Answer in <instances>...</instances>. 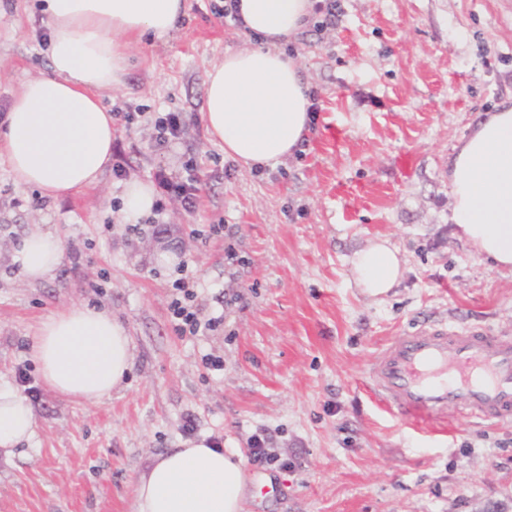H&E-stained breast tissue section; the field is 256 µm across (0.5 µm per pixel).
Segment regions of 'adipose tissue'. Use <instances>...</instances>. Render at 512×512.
I'll return each mask as SVG.
<instances>
[{
	"label": "adipose tissue",
	"mask_w": 512,
	"mask_h": 512,
	"mask_svg": "<svg viewBox=\"0 0 512 512\" xmlns=\"http://www.w3.org/2000/svg\"><path fill=\"white\" fill-rule=\"evenodd\" d=\"M185 0H43L52 26L47 74L25 81L0 134L14 182L61 197L97 185L112 161V114L103 93L122 83L131 48L176 29ZM243 30L258 46L226 52L205 76L203 121L224 152L246 167H276L306 136L313 100L288 44L307 25L311 0H238ZM453 220L475 255L512 272V106L483 118L449 166ZM61 238L35 232L13 260L38 282L59 266ZM360 288L388 293L401 276L396 250L358 251ZM43 381L61 397L96 403L132 366L129 333L111 312L72 306L42 321L32 348ZM36 433L27 398L0 383V449ZM250 476L239 449L207 437L157 455L135 481L134 512H244Z\"/></svg>",
	"instance_id": "1"
}]
</instances>
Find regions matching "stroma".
Segmentation results:
<instances>
[{"label":"stroma","mask_w":512,"mask_h":512,"mask_svg":"<svg viewBox=\"0 0 512 512\" xmlns=\"http://www.w3.org/2000/svg\"><path fill=\"white\" fill-rule=\"evenodd\" d=\"M212 4L187 0L172 36L134 46L104 96L123 111L112 130L124 177L109 170L51 199L17 185L0 157V382L17 384L22 368L39 390L35 438L0 454V512H133L137 475L190 435L245 454L257 480L247 512H512V421L452 410L420 432L368 375L390 339L424 322L512 339V272L458 236L448 182L454 146L512 102V0H341L334 30L293 43L319 93L305 145L260 171L226 156L203 122L210 64L257 44ZM50 40L39 0H0V108L48 71ZM160 112L188 121L164 151L147 129ZM190 159L206 183L197 211L169 199L161 233H130L126 183L184 176ZM212 224L225 235L204 237ZM46 230L65 256L31 283L12 257ZM378 239L399 250L402 276L373 297L351 259ZM183 259L204 315L224 317L205 336L172 329ZM222 293L236 303L221 306ZM72 305L112 312L131 338L121 390L95 404L45 387L31 355L41 321ZM256 436L286 468L249 456Z\"/></svg>","instance_id":"35a3bbf8"}]
</instances>
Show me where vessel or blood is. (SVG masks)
Masks as SVG:
<instances>
[{
  "label": "vessel or blood",
  "mask_w": 512,
  "mask_h": 512,
  "mask_svg": "<svg viewBox=\"0 0 512 512\" xmlns=\"http://www.w3.org/2000/svg\"><path fill=\"white\" fill-rule=\"evenodd\" d=\"M370 374L381 401L417 430L447 420L452 408L512 417V342L477 327L405 332L382 349Z\"/></svg>",
  "instance_id": "vessel-or-blood-1"
}]
</instances>
